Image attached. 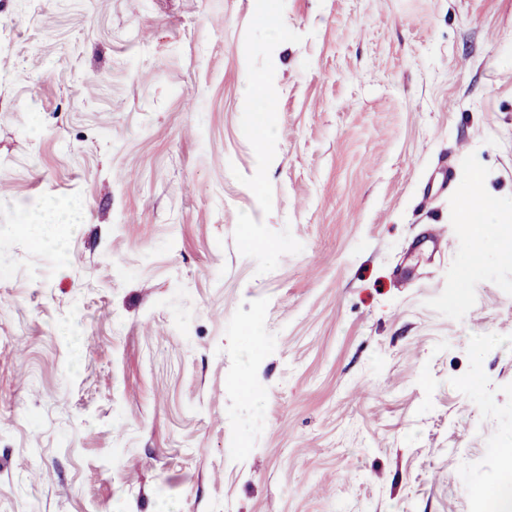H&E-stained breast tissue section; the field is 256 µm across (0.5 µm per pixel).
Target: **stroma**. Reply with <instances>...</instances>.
I'll list each match as a JSON object with an SVG mask.
<instances>
[{
  "label": "stroma",
  "mask_w": 512,
  "mask_h": 512,
  "mask_svg": "<svg viewBox=\"0 0 512 512\" xmlns=\"http://www.w3.org/2000/svg\"><path fill=\"white\" fill-rule=\"evenodd\" d=\"M1 268L0 512H474L512 0H0Z\"/></svg>",
  "instance_id": "1"
}]
</instances>
